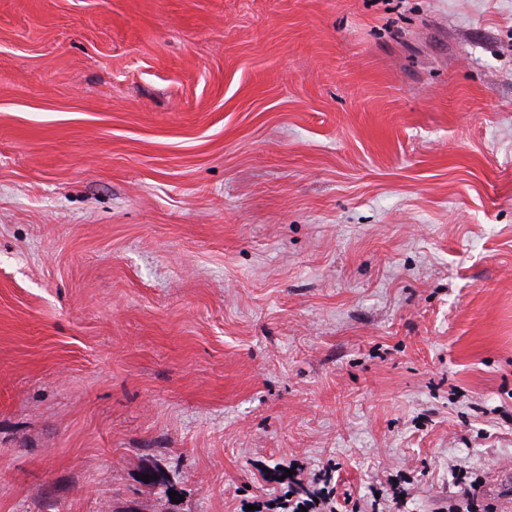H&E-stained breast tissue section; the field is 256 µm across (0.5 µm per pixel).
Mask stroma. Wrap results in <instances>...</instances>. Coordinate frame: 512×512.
Returning <instances> with one entry per match:
<instances>
[{"label": "stroma", "mask_w": 512, "mask_h": 512, "mask_svg": "<svg viewBox=\"0 0 512 512\" xmlns=\"http://www.w3.org/2000/svg\"><path fill=\"white\" fill-rule=\"evenodd\" d=\"M503 467L512 0H0V512Z\"/></svg>", "instance_id": "35a3bbf8"}]
</instances>
